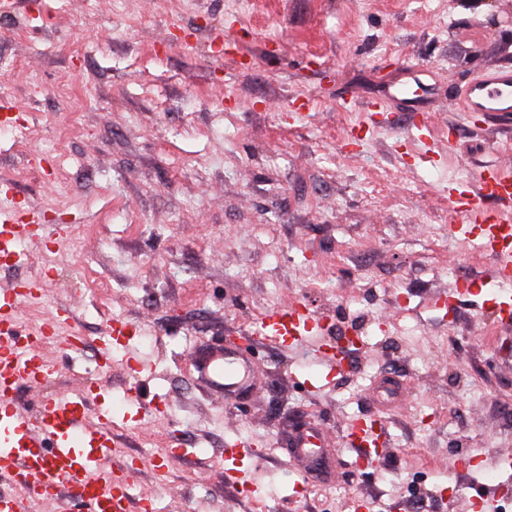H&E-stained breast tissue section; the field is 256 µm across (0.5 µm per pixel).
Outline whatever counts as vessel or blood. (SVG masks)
<instances>
[{
  "label": "vessel or blood",
  "instance_id": "b4317fda",
  "mask_svg": "<svg viewBox=\"0 0 512 512\" xmlns=\"http://www.w3.org/2000/svg\"><path fill=\"white\" fill-rule=\"evenodd\" d=\"M454 100L459 111L502 112L512 116V67L486 70L457 86ZM475 190H460L454 210L465 232H478L492 260L490 279L512 280V170L480 172ZM497 201L496 210L481 202ZM46 236L40 207H0V250L21 256L24 244H40ZM39 286L0 290V512H141L142 503L130 494L132 465L115 458L116 440L108 414L88 423L86 410L92 391L65 398L43 396L35 409L17 405L21 387H37L55 373V365L34 348L35 339L47 336L60 350L77 347L80 338L70 328L71 310L60 319L18 331L17 312L22 300L37 299ZM325 320L305 305L292 303L260 320V334L269 345L307 344L317 359L337 367L339 359L325 342ZM200 375L225 397L251 393L255 365L232 346L197 353ZM377 420H360L352 437L372 456L377 443ZM330 438L315 427L296 436L290 454L300 464L301 479L320 477Z\"/></svg>",
  "mask_w": 512,
  "mask_h": 512
}]
</instances>
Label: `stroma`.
I'll use <instances>...</instances> for the list:
<instances>
[{
    "mask_svg": "<svg viewBox=\"0 0 512 512\" xmlns=\"http://www.w3.org/2000/svg\"><path fill=\"white\" fill-rule=\"evenodd\" d=\"M0 15V179L68 240L42 269L23 326L75 304L84 344L55 346L56 393L100 391L155 512H472L512 486V324L490 266L453 230L449 180L512 165V121L455 111L453 88L512 67L501 0H30ZM415 65L433 99L423 145L409 112L368 116L381 76ZM394 121V136L372 123ZM297 302L327 340L360 336L332 372L304 347H267L266 311ZM129 323L101 367L110 319ZM243 338L259 364L243 403L208 394L195 349ZM148 359L133 374L129 355ZM383 417L384 451L358 459L353 423ZM314 420L334 474L299 496L288 435ZM188 448L153 462L171 439ZM248 442L241 494L224 450ZM477 464L437 486L458 453Z\"/></svg>",
    "mask_w": 512,
    "mask_h": 512,
    "instance_id": "stroma-1",
    "label": "stroma"
}]
</instances>
